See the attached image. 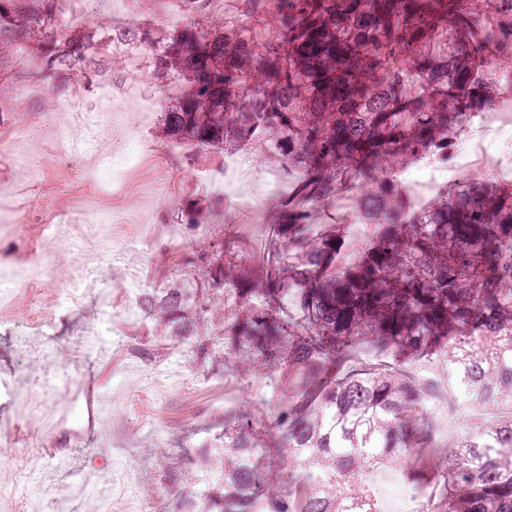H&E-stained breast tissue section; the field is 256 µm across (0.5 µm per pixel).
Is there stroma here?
I'll return each instance as SVG.
<instances>
[{
    "mask_svg": "<svg viewBox=\"0 0 512 512\" xmlns=\"http://www.w3.org/2000/svg\"><path fill=\"white\" fill-rule=\"evenodd\" d=\"M100 12L99 30H109L128 18L138 25L162 28L170 13L160 11L154 0H107ZM136 80L130 89L136 98L149 99L146 108L131 107L116 113L104 128L100 141L105 148L126 139L144 146L139 167L126 170L124 188L113 195L85 181L82 171L94 168L90 154L72 156L69 146L58 138L29 144L0 146V204L9 202L29 214L27 221L0 233V260L15 269L27 268L38 256H45L48 268L41 285L43 301L53 306L56 289L74 272L76 248L89 258V286L95 290H117L131 277L146 288H162L174 281L193 287L199 275L184 271L179 258L188 246L209 248L230 236L235 238L242 259L258 253L265 234L276 221L274 200L288 191L286 172L268 159L266 136L253 142L252 158L241 160L236 176H226L227 154H199L195 169L181 163L180 154L163 133L159 115L163 110L161 81L151 58L125 63ZM56 79L38 84L15 83L0 76V135L25 123L40 126L44 111L59 101ZM253 198L257 207L240 206L241 197ZM361 191L340 190L327 209L313 210L311 221L345 225L351 243L375 233V225L359 218ZM207 213L206 226L188 223V211ZM61 226L64 236L52 243L42 234L43 221ZM151 239L150 247L138 243L139 235ZM13 309H0V376L18 389H26L39 371V355L29 344L35 327L26 325V295L16 290ZM105 310L101 302L87 301L71 315L57 322L63 370L77 384L79 396L70 406V424L47 438L48 447L60 449L62 466L54 481L45 482L41 499L43 512H56L81 496L79 477H86L113 497L115 512H126L125 501L112 483L113 460L122 457L140 475V495L150 499L152 512H173L180 491L195 483L196 469L190 453L224 427L225 410H253L267 419L269 410L285 390L286 381L271 372L238 375L217 363L198 364L196 346L211 339L210 329L182 341L161 323L144 318H115L111 361L86 360L79 337L88 335L91 325ZM159 375L165 393L155 403L152 424L129 416L125 404L137 398L142 387ZM512 415V401L489 407L472 403L465 419L436 418L424 448L416 456L427 460L435 443L452 444L468 432L470 425L488 424ZM10 419L13 434L0 439V482L10 472L4 462L15 449L26 447L38 430L0 393V418ZM370 486L384 512H401L414 486L392 479L386 468L372 470Z\"/></svg>",
    "mask_w": 512,
    "mask_h": 512,
    "instance_id": "stroma-1",
    "label": "stroma"
}]
</instances>
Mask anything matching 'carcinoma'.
Returning <instances> with one entry per match:
<instances>
[{
    "mask_svg": "<svg viewBox=\"0 0 512 512\" xmlns=\"http://www.w3.org/2000/svg\"><path fill=\"white\" fill-rule=\"evenodd\" d=\"M175 21L136 28L155 47L163 113L173 141L239 150L257 131L295 182L278 223L241 275L229 238L183 251L202 271L195 287L145 293L141 312L171 335L213 322L224 296V368L248 360L288 373L265 448L282 467L259 475L261 422L224 412L221 447L194 451L203 493L176 512H381L363 476L401 460L429 512H512V415L461 436L428 469L409 462L431 430L423 410L440 385L407 367L432 354L463 396L512 400V192L465 178L415 212L398 167L448 157L456 116L479 112L512 88L489 74L480 45L512 59V0H238V27L200 25L212 0H156ZM66 0H0V73L39 82L83 66L112 69L107 34L59 28ZM362 189L379 235L336 263L345 239L316 230L344 184ZM298 304L301 321L285 313ZM383 356L366 368L353 349Z\"/></svg>",
    "mask_w": 512,
    "mask_h": 512,
    "instance_id": "obj_1",
    "label": "carcinoma"
}]
</instances>
